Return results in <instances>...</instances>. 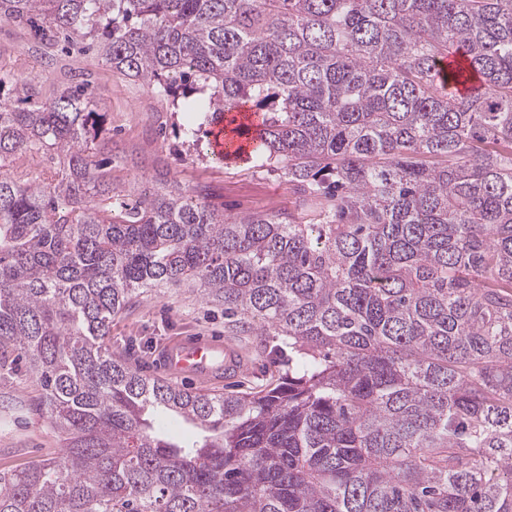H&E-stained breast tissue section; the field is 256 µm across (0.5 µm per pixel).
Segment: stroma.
<instances>
[{
	"instance_id": "35a3bbf8",
	"label": "stroma",
	"mask_w": 512,
	"mask_h": 512,
	"mask_svg": "<svg viewBox=\"0 0 512 512\" xmlns=\"http://www.w3.org/2000/svg\"><path fill=\"white\" fill-rule=\"evenodd\" d=\"M0 66L20 70L41 99L64 83L89 82L106 125L112 131V183L125 194L177 181L197 188L225 215L277 213L294 199L281 172L249 160L223 163L211 148L185 145L183 113L166 99L112 72L96 54L61 56L35 45L21 26L0 20ZM183 336H210L232 346L244 362L234 377L209 385V392L255 391L271 373H285V343L273 336L235 332L224 324L223 308L191 291L165 289L140 294L112 323L109 347L141 374L157 376L164 349ZM41 388L25 372V361L11 354L0 366V471L56 456L59 439L40 408Z\"/></svg>"
}]
</instances>
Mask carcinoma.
<instances>
[{"label":"carcinoma","mask_w":512,"mask_h":512,"mask_svg":"<svg viewBox=\"0 0 512 512\" xmlns=\"http://www.w3.org/2000/svg\"><path fill=\"white\" fill-rule=\"evenodd\" d=\"M0 20L96 49L194 146L255 114L234 132L296 194L235 217L178 184L131 198L92 94L42 102L0 71V344L62 441L0 472V512H512V0H0ZM161 288L283 337L288 374L220 395L113 357L114 318Z\"/></svg>","instance_id":"1"}]
</instances>
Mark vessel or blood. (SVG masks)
<instances>
[{"label": "vessel or blood", "mask_w": 512, "mask_h": 512, "mask_svg": "<svg viewBox=\"0 0 512 512\" xmlns=\"http://www.w3.org/2000/svg\"><path fill=\"white\" fill-rule=\"evenodd\" d=\"M235 350L222 341L193 338L170 343L162 356L167 373L201 382L224 375L237 365Z\"/></svg>", "instance_id": "vessel-or-blood-1"}]
</instances>
